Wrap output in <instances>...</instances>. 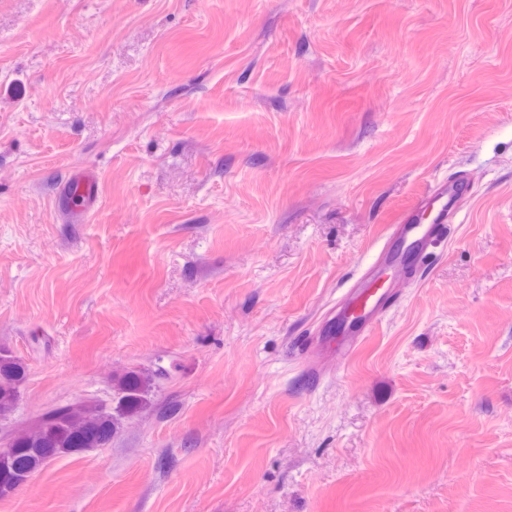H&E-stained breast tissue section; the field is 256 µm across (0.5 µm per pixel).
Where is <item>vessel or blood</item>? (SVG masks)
Segmentation results:
<instances>
[{
    "mask_svg": "<svg viewBox=\"0 0 512 512\" xmlns=\"http://www.w3.org/2000/svg\"><path fill=\"white\" fill-rule=\"evenodd\" d=\"M464 184L459 180L439 181L420 195L414 203L396 218L390 235L401 242L396 253L382 252L381 264L367 269L352 286L344 306L336 314L338 348L353 349L360 336L370 332L380 321L387 302L380 290L382 270L400 265L405 257L421 260L428 249L448 232V226L457 218ZM99 181L94 173L74 177L65 190V197L73 207H92L98 193Z\"/></svg>",
    "mask_w": 512,
    "mask_h": 512,
    "instance_id": "vessel-or-blood-1",
    "label": "vessel or blood"
}]
</instances>
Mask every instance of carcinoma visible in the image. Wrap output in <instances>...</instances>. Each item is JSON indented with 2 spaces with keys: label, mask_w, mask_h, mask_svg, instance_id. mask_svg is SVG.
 Segmentation results:
<instances>
[{
  "label": "carcinoma",
  "mask_w": 512,
  "mask_h": 512,
  "mask_svg": "<svg viewBox=\"0 0 512 512\" xmlns=\"http://www.w3.org/2000/svg\"><path fill=\"white\" fill-rule=\"evenodd\" d=\"M24 375L20 360L0 349L1 418L15 411ZM153 386L154 375L129 371L113 382V405L74 396L15 424L10 431L8 456L0 459V497L7 496L19 480L52 458L107 445L121 420L146 410Z\"/></svg>",
  "instance_id": "carcinoma-1"
}]
</instances>
